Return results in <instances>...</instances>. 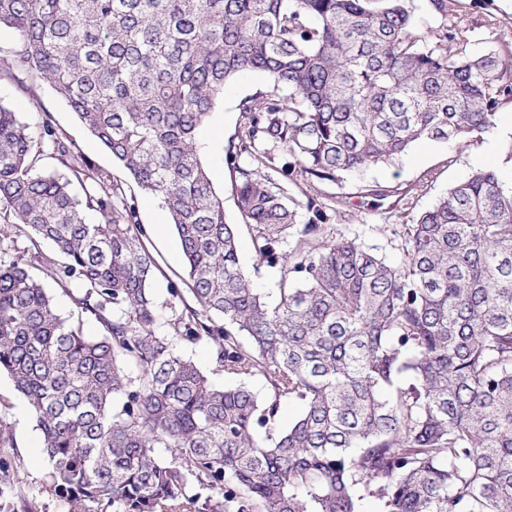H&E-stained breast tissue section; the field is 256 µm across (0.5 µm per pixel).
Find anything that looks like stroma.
Segmentation results:
<instances>
[{"label":"stroma","mask_w":512,"mask_h":512,"mask_svg":"<svg viewBox=\"0 0 512 512\" xmlns=\"http://www.w3.org/2000/svg\"><path fill=\"white\" fill-rule=\"evenodd\" d=\"M455 10L478 22V50H486L489 42L481 23L486 17L496 20L497 35L512 40V0H456ZM267 75L252 72L227 84L224 98L214 109L202 131L205 148L203 161L208 168L217 193L224 200L228 222L238 224L239 213L231 192L232 174L225 162V148L238 135L242 126L241 100L265 89ZM0 104L17 112L19 118L33 128L50 120L55 129L66 134L81 152L91 169L112 172L122 186L123 200L134 205L139 224H160L162 235H149L147 245L155 255L160 271L154 281V295L164 318L174 317L184 305L193 304L191 293L172 297L169 287L184 275V259L175 228L160 197L141 192L128 173L107 153L85 129L67 104L57 96L50 83L40 78L23 81L0 80ZM512 140V104L504 106L494 125L477 142L459 146L454 141H421L415 143L391 165L369 169L364 176L351 177L344 185L323 184L322 193L335 196L339 191H355L363 181L378 182L412 190L405 210L397 212L363 204L331 220L334 233L359 238L380 255L394 260L399 256L395 236L402 225L413 223L418 214L445 197L449 189L472 172L501 162L500 149ZM31 276L50 288L55 308L68 324L79 327L84 335L95 336L100 325L90 313L77 307L74 296L81 290L76 284L61 287L54 283L38 262L29 266ZM0 427L6 428L12 442L0 445V461L6 462L11 486L0 494V512H67L65 501L50 486L45 468V442L36 426L27 399L16 391L7 373H0Z\"/></svg>","instance_id":"obj_1"}]
</instances>
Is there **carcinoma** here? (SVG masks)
<instances>
[{"mask_svg": "<svg viewBox=\"0 0 512 512\" xmlns=\"http://www.w3.org/2000/svg\"><path fill=\"white\" fill-rule=\"evenodd\" d=\"M424 2L429 31L415 0H0L16 38L0 73L49 81L161 196L197 304L162 318L159 264L112 174L78 199L89 168L74 143L0 105L14 218L0 236L50 243L35 258L81 286L101 326H68L22 258L0 264V372L32 407L68 512H512V140L502 167L402 225L395 263L330 218L410 191L293 194L419 141L471 143L512 103V41L478 53L451 0ZM256 71L269 86L240 103L225 161L256 256L280 268L272 303L240 264L199 141L227 81ZM45 144L61 170L36 169ZM200 341L267 394L212 385L178 350ZM284 402L301 413L281 427Z\"/></svg>", "mask_w": 512, "mask_h": 512, "instance_id": "1", "label": "carcinoma"}]
</instances>
